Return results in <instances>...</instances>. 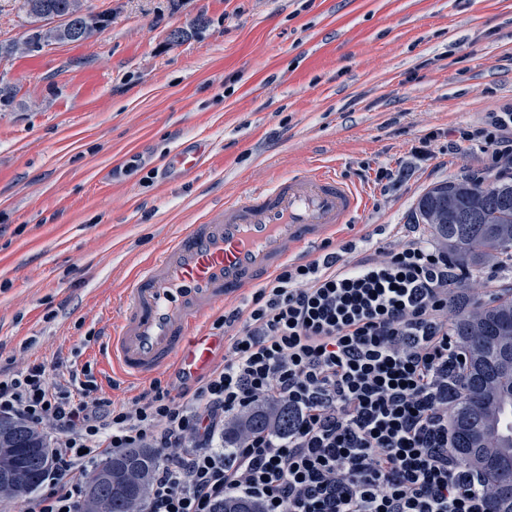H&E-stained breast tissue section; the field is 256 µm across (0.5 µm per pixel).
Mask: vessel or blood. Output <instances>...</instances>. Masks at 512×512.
<instances>
[{
	"mask_svg": "<svg viewBox=\"0 0 512 512\" xmlns=\"http://www.w3.org/2000/svg\"><path fill=\"white\" fill-rule=\"evenodd\" d=\"M203 151L181 147L168 163L191 175ZM367 206L365 192L333 167L317 165L227 199L217 214L182 225L131 275L119 315L104 334L102 362L130 381L171 367L192 378L203 374L224 339L202 327L225 299L262 284Z\"/></svg>",
	"mask_w": 512,
	"mask_h": 512,
	"instance_id": "b4317fda",
	"label": "vessel or blood"
}]
</instances>
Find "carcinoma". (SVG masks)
<instances>
[{
    "instance_id": "obj_1",
    "label": "carcinoma",
    "mask_w": 512,
    "mask_h": 512,
    "mask_svg": "<svg viewBox=\"0 0 512 512\" xmlns=\"http://www.w3.org/2000/svg\"><path fill=\"white\" fill-rule=\"evenodd\" d=\"M70 0H25L27 13L40 23L28 45L88 38L104 22L102 15L68 16ZM59 20L45 27L46 21ZM415 223L427 225L431 236L448 250L454 263L469 269L497 257L512 264V181L469 175L440 182L417 200ZM455 339L468 354L464 392L454 406L456 453L464 464L489 472L496 481L498 512H512V444L494 443L492 420L512 403V300H493L463 312L452 324ZM254 430L288 431V410L267 404L245 415L228 431V441ZM48 447L38 429L23 422L0 420V458L12 457L25 466V476L0 490V496L20 497L43 480L40 468L51 457L32 463L30 449ZM158 465V452L127 448L101 461L86 481L80 512H147L148 482ZM116 477L108 486L107 472ZM216 512H259L257 503L229 499Z\"/></svg>"
}]
</instances>
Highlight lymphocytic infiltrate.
Segmentation results:
<instances>
[{
    "instance_id": "f902f5d3",
    "label": "lymphocytic infiltrate",
    "mask_w": 512,
    "mask_h": 512,
    "mask_svg": "<svg viewBox=\"0 0 512 512\" xmlns=\"http://www.w3.org/2000/svg\"><path fill=\"white\" fill-rule=\"evenodd\" d=\"M461 140L512 169V112L490 113ZM391 251L333 252L284 266L225 310L224 356L180 392L153 382L122 403L78 388L46 364L0 372V417L50 430L46 491L25 512H78L96 464L126 448L157 450L148 512H214L245 497L262 512H487L492 478L456 457L453 408L463 351L451 336L459 279L420 225L393 228ZM270 402L287 434L218 446Z\"/></svg>"
}]
</instances>
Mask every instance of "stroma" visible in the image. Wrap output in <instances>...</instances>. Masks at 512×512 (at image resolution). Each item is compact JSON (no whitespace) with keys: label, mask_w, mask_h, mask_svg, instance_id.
I'll return each mask as SVG.
<instances>
[{"label":"stroma","mask_w":512,"mask_h":512,"mask_svg":"<svg viewBox=\"0 0 512 512\" xmlns=\"http://www.w3.org/2000/svg\"><path fill=\"white\" fill-rule=\"evenodd\" d=\"M24 0H0L23 43ZM81 42L0 57V366L90 367L141 263L225 198L318 164L367 192L342 240L386 248L460 131L512 108V0H87ZM182 31L172 40L173 31ZM209 143L193 175L166 160Z\"/></svg>","instance_id":"35a3bbf8"}]
</instances>
